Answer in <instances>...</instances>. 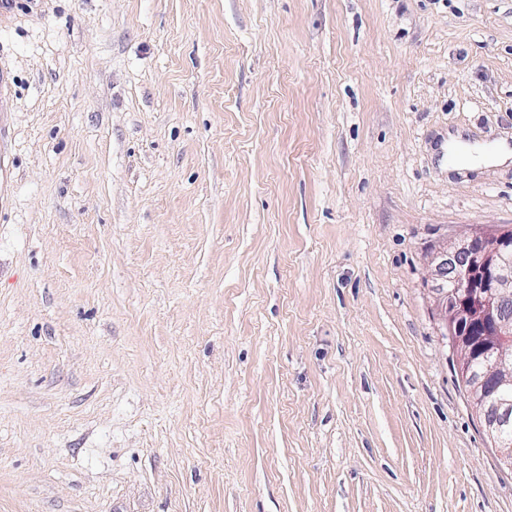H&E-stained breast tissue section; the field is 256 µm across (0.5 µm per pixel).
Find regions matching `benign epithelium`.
<instances>
[{
	"mask_svg": "<svg viewBox=\"0 0 512 512\" xmlns=\"http://www.w3.org/2000/svg\"><path fill=\"white\" fill-rule=\"evenodd\" d=\"M433 285L442 323L471 370L472 400L483 428L498 444L501 460L512 467V444L503 435L512 420V230L495 236L463 237L453 246L441 243L431 254ZM458 285L448 287V272Z\"/></svg>",
	"mask_w": 512,
	"mask_h": 512,
	"instance_id": "obj_1",
	"label": "benign epithelium"
}]
</instances>
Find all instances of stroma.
<instances>
[{"mask_svg": "<svg viewBox=\"0 0 512 512\" xmlns=\"http://www.w3.org/2000/svg\"><path fill=\"white\" fill-rule=\"evenodd\" d=\"M0 512H512L430 291L512 228V0H17Z\"/></svg>", "mask_w": 512, "mask_h": 512, "instance_id": "35a3bbf8", "label": "stroma"}]
</instances>
